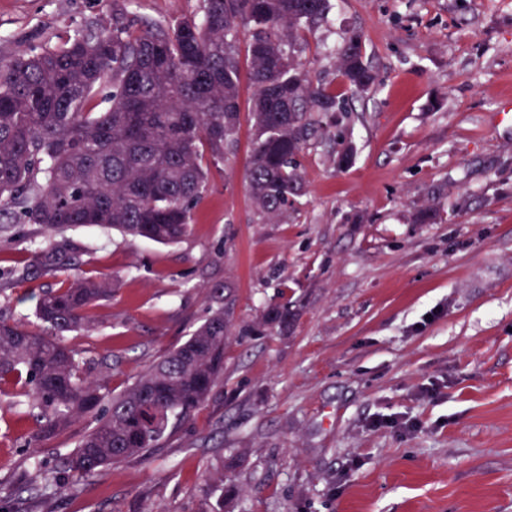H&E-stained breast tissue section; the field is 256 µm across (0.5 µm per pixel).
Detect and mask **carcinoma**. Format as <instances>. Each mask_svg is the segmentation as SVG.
<instances>
[{
    "mask_svg": "<svg viewBox=\"0 0 512 512\" xmlns=\"http://www.w3.org/2000/svg\"><path fill=\"white\" fill-rule=\"evenodd\" d=\"M329 0H202V19L138 26L122 13L112 27L77 34L0 61V234L36 224L47 235L101 227L156 243L179 242L206 189L209 164L224 160L240 125V36L247 38L256 140L247 168L259 215L281 216L302 193L297 158L315 137L336 144L344 169L353 146L338 126L347 93L376 91L361 34L345 40L336 65L341 90L313 81L295 46ZM219 303L188 339L123 392L105 399L84 379L63 335L89 328L83 312L112 296V281L73 276L40 299L51 331L0 321V393L18 387L35 438L76 417L97 423L64 458L73 482L132 457L148 458L204 403L224 374V353L258 327L285 331L286 304L241 325Z\"/></svg>",
    "mask_w": 512,
    "mask_h": 512,
    "instance_id": "cac0c4a2",
    "label": "carcinoma"
}]
</instances>
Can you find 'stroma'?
Listing matches in <instances>:
<instances>
[{"mask_svg": "<svg viewBox=\"0 0 512 512\" xmlns=\"http://www.w3.org/2000/svg\"><path fill=\"white\" fill-rule=\"evenodd\" d=\"M151 23L201 0H0V60L99 31L113 10ZM379 74L354 99V154L298 157L303 192L262 219L246 178L249 119L211 166L175 244L79 227L0 237V319L40 332L59 279L107 277L92 327L65 340L117 394L225 298L250 323L289 304L284 333L246 336L224 378L151 459L72 483L61 462L91 416L50 439L0 396V512H512V0H330L297 59L336 80L351 30ZM432 204L442 221L415 224ZM59 255L44 275L45 253ZM55 475L32 490L35 467Z\"/></svg>", "mask_w": 512, "mask_h": 512, "instance_id": "obj_1", "label": "stroma"}]
</instances>
